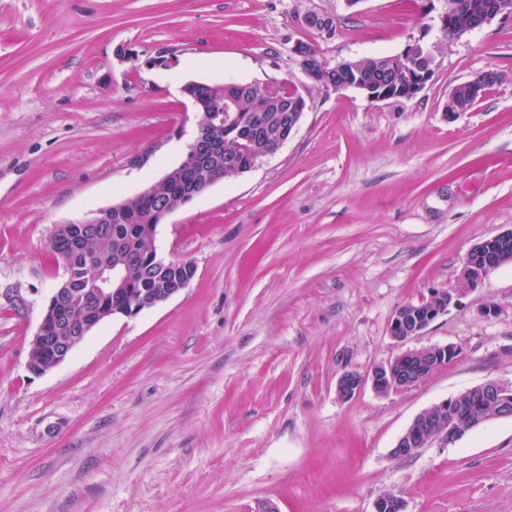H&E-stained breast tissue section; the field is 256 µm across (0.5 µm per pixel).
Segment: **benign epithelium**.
I'll use <instances>...</instances> for the list:
<instances>
[{"label": "benign epithelium", "instance_id": "1", "mask_svg": "<svg viewBox=\"0 0 512 512\" xmlns=\"http://www.w3.org/2000/svg\"><path fill=\"white\" fill-rule=\"evenodd\" d=\"M511 15L512 0H496L473 29L488 25L499 16ZM372 64L399 80L388 84L367 78L360 59H344L334 65L324 61L320 67H306L304 71L310 79L333 89H354L370 102L396 97L413 99L430 83L434 58L425 44L416 41L399 54L372 58ZM487 88L488 84L483 81H472L464 85L462 95L450 91L446 112L459 114L469 110L471 104L484 96ZM284 89L289 93L278 117L274 143L266 150L259 148V143L266 141L268 126L253 115L239 116L231 99L224 104L227 112L224 135L217 134L206 118H200L185 157L178 165L185 189L178 204H157L158 223H164L175 210L200 196L204 187L211 186L209 177L205 176L209 168L222 163L238 174L247 172L253 168L256 159L276 153L294 135L308 108L307 100L296 86L284 81L261 85L243 83L235 85L234 92L242 96L251 93L268 96ZM121 209L122 204L116 203L81 221L60 224L53 236L68 239L78 249L85 225L104 224ZM152 262L163 275L161 286L152 290L130 288L125 268L119 261L100 267L101 274L78 292L71 288L70 278H64L51 295L32 337L29 372L41 375L60 365L102 321L117 315L133 318L157 307L181 294L195 276L196 267L187 260L166 259L155 251ZM509 263H512V230L475 244L461 271L459 286L435 289L426 301L401 306L392 319L390 335L401 344L422 335L433 321L458 304L466 290L480 284L491 271ZM68 298L82 305L84 319L79 325L69 323L62 306ZM109 301L112 307L107 312L105 308ZM453 351L455 348L450 345L409 348L367 374L345 371L337 380V395L341 399H350L367 385L380 395L414 387L429 377ZM507 417H512V384L488 380L420 413L400 436L396 447L406 449L405 456H413L435 441L453 444L491 419Z\"/></svg>", "mask_w": 512, "mask_h": 512}]
</instances>
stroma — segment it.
<instances>
[{"label":"stroma","instance_id":"35a3bbf8","mask_svg":"<svg viewBox=\"0 0 512 512\" xmlns=\"http://www.w3.org/2000/svg\"><path fill=\"white\" fill-rule=\"evenodd\" d=\"M443 0H0V512H512V418L455 444L392 450L430 406L512 384V264L490 272L414 348L456 357L420 384L340 399L343 371L403 347L396 310L456 286L469 250L512 229V16L453 41ZM333 19L326 34L303 24ZM326 62L434 57L416 98L367 101L309 80ZM503 80L469 111L451 89ZM298 85L293 137L158 228L189 287L98 325L29 372L64 278L49 242L158 183L200 118L189 81ZM485 74L489 76H491L492 74H497L496 79L492 81L491 86L498 82L501 78V76L497 72L486 71L482 72V74H479L478 76L471 79L476 80L478 82L472 81L466 83L465 85H459L464 86V94H462V96L465 97L466 99H461L460 93H457V91L454 90V87L448 95V103L446 105V112H448V114H459L461 112H466L471 108V103H476L484 96L487 88L489 87V85L487 84L488 81H482L485 79Z\"/></svg>","mask_w":512,"mask_h":512}]
</instances>
